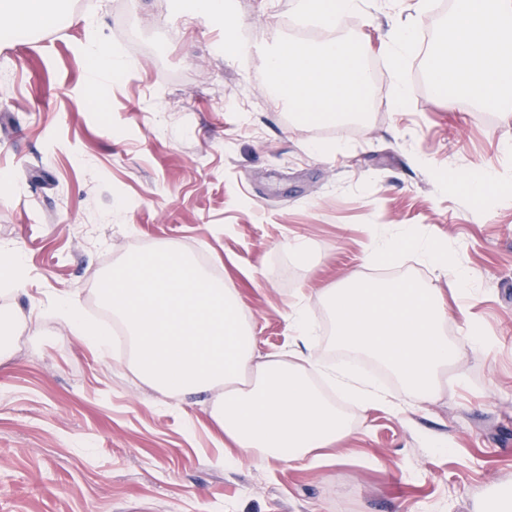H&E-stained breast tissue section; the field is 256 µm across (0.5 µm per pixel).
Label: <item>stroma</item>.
I'll return each instance as SVG.
<instances>
[{"instance_id":"stroma-1","label":"stroma","mask_w":512,"mask_h":512,"mask_svg":"<svg viewBox=\"0 0 512 512\" xmlns=\"http://www.w3.org/2000/svg\"><path fill=\"white\" fill-rule=\"evenodd\" d=\"M433 2L364 0L336 28L377 76L373 113L331 121L299 119L271 85L267 50L302 40L296 0H232L228 27L254 37L232 59L217 50L226 27L167 0H65L35 32L0 18V244L23 255L28 288L0 283L26 334L0 361V512H478L512 489V188L466 190L485 162L512 171L500 151L512 104L434 98L428 38L448 16ZM395 24L416 33L401 109L379 50ZM91 37L133 63L96 104L80 51ZM371 224L442 242L466 270L464 297L417 254L396 260L441 289L458 358L444 390L405 414L351 405L352 435L306 465L216 466L224 435L199 397L149 387L57 314L64 295L88 305L128 250L174 242L234 282L260 353L287 349L302 304L332 366L348 352L321 293L373 275ZM295 238L312 245L306 261L285 248ZM470 326L489 348L464 343Z\"/></svg>"}]
</instances>
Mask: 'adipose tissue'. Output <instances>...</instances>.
<instances>
[{
  "instance_id": "1",
  "label": "adipose tissue",
  "mask_w": 512,
  "mask_h": 512,
  "mask_svg": "<svg viewBox=\"0 0 512 512\" xmlns=\"http://www.w3.org/2000/svg\"><path fill=\"white\" fill-rule=\"evenodd\" d=\"M362 0H298L326 30L360 11ZM54 0H0V15L30 30L43 27ZM414 42L407 26L392 27L380 50L391 63L393 104L402 107L403 63ZM358 43L330 38L318 48L283 45L267 57L281 99L302 116L333 119L361 111L371 81ZM431 88L445 101L462 94L495 109L512 95V0H460L430 57ZM369 263L402 249L418 250L431 266L458 284L464 269L441 246L420 241L412 229L385 235L369 227ZM123 330L112 350L116 363L148 386L169 395H198L232 447L219 466L249 462H306L317 450L348 436L352 427L313 382L324 375L364 407L403 414L408 402L439 394L458 347L445 333L447 304L422 281L390 285L346 279L326 289L322 300L334 322L337 344L383 364L409 399H391L353 369L325 365L311 352L314 319L305 307L289 316L295 345L290 355L260 354L241 296L232 283L212 278L179 245L126 257L100 291Z\"/></svg>"
}]
</instances>
